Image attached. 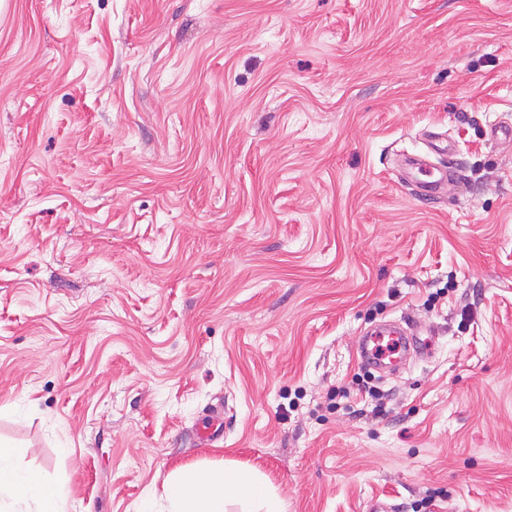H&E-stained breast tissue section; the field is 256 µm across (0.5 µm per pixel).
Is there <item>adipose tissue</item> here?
Instances as JSON below:
<instances>
[{
    "instance_id": "obj_1",
    "label": "adipose tissue",
    "mask_w": 512,
    "mask_h": 512,
    "mask_svg": "<svg viewBox=\"0 0 512 512\" xmlns=\"http://www.w3.org/2000/svg\"><path fill=\"white\" fill-rule=\"evenodd\" d=\"M20 451L0 442V512H71V492L37 470L19 465ZM287 512V506L253 470L216 467L178 474L166 490L165 512Z\"/></svg>"
}]
</instances>
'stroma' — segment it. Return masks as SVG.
Here are the masks:
<instances>
[{"instance_id":"stroma-1","label":"stroma","mask_w":512,"mask_h":512,"mask_svg":"<svg viewBox=\"0 0 512 512\" xmlns=\"http://www.w3.org/2000/svg\"><path fill=\"white\" fill-rule=\"evenodd\" d=\"M503 123L512 0H0V439L76 512L224 462L287 512H512ZM414 172L407 178L417 184L420 195L424 198H434L441 195L448 184V170L433 167L426 161L414 163ZM423 177V178H421ZM382 336H388L391 338V345L397 346L394 355L402 352V357H405L412 351L420 352L419 340L416 336H411L408 329L404 326L386 325L385 327H379L374 331L370 330L366 333L363 343L359 348L362 363L369 369L383 370L390 364H395L399 361L395 359L394 355H391L392 352L387 348L380 349L379 345H375L376 341Z\"/></svg>"}]
</instances>
